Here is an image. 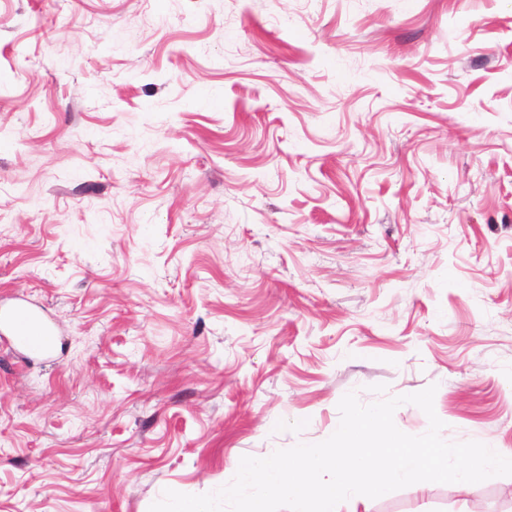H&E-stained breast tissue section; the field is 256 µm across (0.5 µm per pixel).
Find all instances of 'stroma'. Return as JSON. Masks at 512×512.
Instances as JSON below:
<instances>
[{
  "mask_svg": "<svg viewBox=\"0 0 512 512\" xmlns=\"http://www.w3.org/2000/svg\"><path fill=\"white\" fill-rule=\"evenodd\" d=\"M0 512H149L436 385L512 450V0H0ZM512 512V476L369 512ZM10 322L23 348L35 351H48L52 348L55 342L53 330L32 310L22 306L12 309Z\"/></svg>",
  "mask_w": 512,
  "mask_h": 512,
  "instance_id": "1",
  "label": "stroma"
}]
</instances>
